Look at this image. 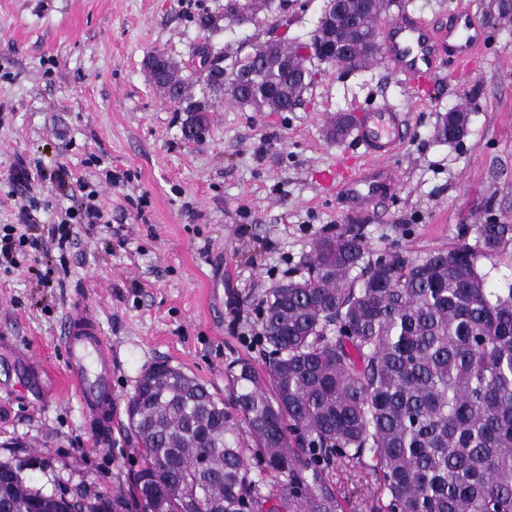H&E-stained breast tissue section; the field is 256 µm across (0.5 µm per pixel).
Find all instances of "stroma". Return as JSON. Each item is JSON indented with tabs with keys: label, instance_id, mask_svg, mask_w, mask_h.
<instances>
[{
	"label": "stroma",
	"instance_id": "obj_1",
	"mask_svg": "<svg viewBox=\"0 0 512 512\" xmlns=\"http://www.w3.org/2000/svg\"><path fill=\"white\" fill-rule=\"evenodd\" d=\"M380 21L399 10L448 23L457 5L482 21L487 41L467 74L449 65L422 94L382 59L347 70L314 64V82L289 112H261L196 82L197 52L231 61L268 40L302 44L325 0H288L256 20L224 16V0H0V225L19 203L40 206L27 237L43 239L80 185L98 190L106 225L81 236L66 257L51 247L0 264V463L22 467L44 491L85 485L122 494L136 508L141 450L127 399L142 374L165 362L228 398L227 366L265 363L259 305L270 288L300 279L314 243L353 228L372 254L422 257L475 227L512 223V21L492 0H384ZM174 60L192 100L207 109L202 138L186 139L184 104L168 101L144 59ZM389 104L408 137L383 159L395 187L351 208L325 172L361 167L353 130L333 135L337 116ZM462 109L468 132L448 143L442 117ZM43 178L14 182L17 160ZM71 171L66 184L52 173ZM130 173L114 186L107 170ZM83 302L112 349V432L95 420L65 376L64 326ZM333 479L346 512H370L360 464Z\"/></svg>",
	"mask_w": 512,
	"mask_h": 512
}]
</instances>
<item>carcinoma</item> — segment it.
Wrapping results in <instances>:
<instances>
[{
	"mask_svg": "<svg viewBox=\"0 0 512 512\" xmlns=\"http://www.w3.org/2000/svg\"><path fill=\"white\" fill-rule=\"evenodd\" d=\"M224 16L253 21L251 0ZM312 69L270 58L257 84L296 103ZM188 138L205 132L190 104ZM463 241L412 258L372 256L352 229L318 240L307 273L261 301L264 370L228 366L251 440L208 388L166 364L127 401L144 467L143 512H344L329 471L371 461L378 512H512V287H486L477 257L512 241V224H479ZM274 502L265 509L266 503ZM129 512L121 495L31 486L0 463V512Z\"/></svg>",
	"mask_w": 512,
	"mask_h": 512,
	"instance_id": "cac0c4a2",
	"label": "carcinoma"
}]
</instances>
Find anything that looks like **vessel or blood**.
I'll return each mask as SVG.
<instances>
[{
  "label": "vessel or blood",
  "mask_w": 512,
  "mask_h": 512,
  "mask_svg": "<svg viewBox=\"0 0 512 512\" xmlns=\"http://www.w3.org/2000/svg\"><path fill=\"white\" fill-rule=\"evenodd\" d=\"M485 34L474 15L458 8L450 24L409 13L388 21L383 31L384 60L393 77L408 88L420 89L427 77L437 75L445 59L465 63L483 47ZM357 137L372 166L342 173L336 187L354 204L381 197L394 185L391 169L378 161L394 155L406 139L401 112L389 107L370 109L356 126ZM66 369L74 383V394L81 406L96 420L102 432L112 429V366L95 320L82 309H75L64 332Z\"/></svg>",
  "instance_id": "b4317fda"
}]
</instances>
